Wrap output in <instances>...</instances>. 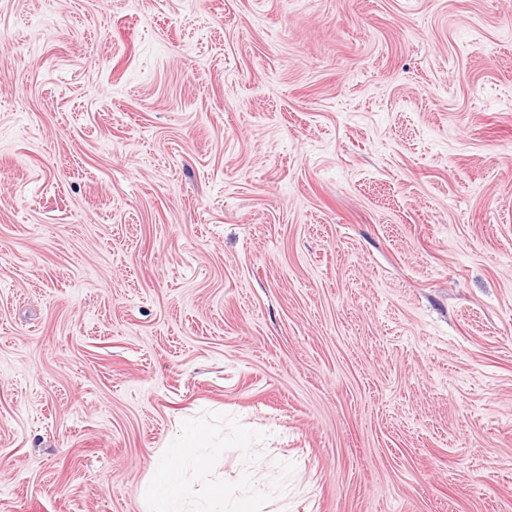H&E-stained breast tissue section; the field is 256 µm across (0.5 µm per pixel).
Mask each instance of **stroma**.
<instances>
[{"label": "stroma", "mask_w": 512, "mask_h": 512, "mask_svg": "<svg viewBox=\"0 0 512 512\" xmlns=\"http://www.w3.org/2000/svg\"><path fill=\"white\" fill-rule=\"evenodd\" d=\"M512 512V0H0V512ZM206 434L195 429L184 436L179 445L168 448L163 463L154 468L148 481L141 486V496L151 504L159 505L157 512H223V481L209 485L201 499H197L189 488L186 473L189 470L205 472L209 461L205 453ZM195 502L194 510L186 506ZM220 506V508H216Z\"/></svg>", "instance_id": "1"}]
</instances>
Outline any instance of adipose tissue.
<instances>
[{
    "instance_id": "ef3b65f1",
    "label": "adipose tissue",
    "mask_w": 512,
    "mask_h": 512,
    "mask_svg": "<svg viewBox=\"0 0 512 512\" xmlns=\"http://www.w3.org/2000/svg\"><path fill=\"white\" fill-rule=\"evenodd\" d=\"M206 434L193 430L179 445L167 449L163 463L156 466L141 487V496L158 505L160 512H220L224 503V485H209L201 497H194L187 479V471H206L209 465L205 452Z\"/></svg>"
}]
</instances>
